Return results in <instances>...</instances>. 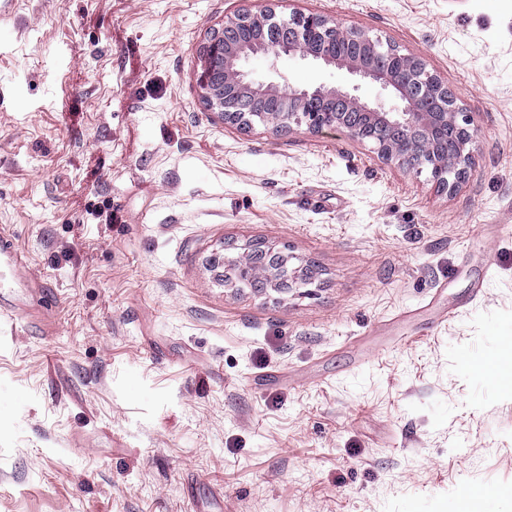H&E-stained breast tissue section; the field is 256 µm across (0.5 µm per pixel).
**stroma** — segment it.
Masks as SVG:
<instances>
[{"label":"stroma","instance_id":"stroma-1","mask_svg":"<svg viewBox=\"0 0 512 512\" xmlns=\"http://www.w3.org/2000/svg\"><path fill=\"white\" fill-rule=\"evenodd\" d=\"M266 8L419 57L470 175L225 123L202 48ZM0 228V512H454L512 483V396L473 369L512 336V0H0ZM252 240L309 279L224 287L211 257Z\"/></svg>","mask_w":512,"mask_h":512}]
</instances>
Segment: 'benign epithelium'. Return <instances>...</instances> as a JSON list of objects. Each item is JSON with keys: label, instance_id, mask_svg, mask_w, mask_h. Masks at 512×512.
Wrapping results in <instances>:
<instances>
[{"label": "benign epithelium", "instance_id": "obj_1", "mask_svg": "<svg viewBox=\"0 0 512 512\" xmlns=\"http://www.w3.org/2000/svg\"><path fill=\"white\" fill-rule=\"evenodd\" d=\"M343 42L331 53L312 47L313 41ZM283 56L311 59L346 71L357 82H369L388 93L389 103L358 94L359 85H294L277 68ZM262 58L278 79H257L242 64ZM197 84L203 99L227 123L246 125L262 103L264 122L279 131L291 125L308 131L340 128L351 136L376 143L386 159L417 171L424 168L444 189L452 190L471 172L474 141L471 121L456 106L448 87L420 60L364 32L348 29L319 14L289 18L271 10L244 11L224 21L203 49ZM280 252L265 241L250 242L242 257H225L239 283L259 278L278 294L284 288Z\"/></svg>", "mask_w": 512, "mask_h": 512}]
</instances>
